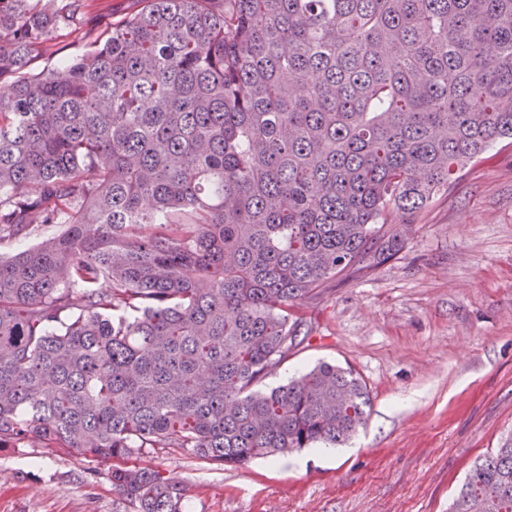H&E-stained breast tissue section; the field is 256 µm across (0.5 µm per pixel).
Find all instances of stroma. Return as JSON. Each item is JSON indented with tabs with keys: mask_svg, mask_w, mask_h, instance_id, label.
Wrapping results in <instances>:
<instances>
[{
	"mask_svg": "<svg viewBox=\"0 0 512 512\" xmlns=\"http://www.w3.org/2000/svg\"><path fill=\"white\" fill-rule=\"evenodd\" d=\"M80 4L99 28L140 2ZM406 238L296 307L302 342L263 382L322 360L353 368L372 406L350 443L240 467L146 448L132 464L179 481L187 512H448L473 462L512 437V143L440 191ZM111 468L73 449L2 448L0 512H130Z\"/></svg>",
	"mask_w": 512,
	"mask_h": 512,
	"instance_id": "35a3bbf8",
	"label": "stroma"
}]
</instances>
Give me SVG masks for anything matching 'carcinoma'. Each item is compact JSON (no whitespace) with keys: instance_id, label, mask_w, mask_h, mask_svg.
Returning a JSON list of instances; mask_svg holds the SVG:
<instances>
[{"instance_id":"1","label":"carcinoma","mask_w":512,"mask_h":512,"mask_svg":"<svg viewBox=\"0 0 512 512\" xmlns=\"http://www.w3.org/2000/svg\"><path fill=\"white\" fill-rule=\"evenodd\" d=\"M91 41L75 60L56 34ZM512 140V0H142L97 34L67 0H0V449L241 466L345 444L371 398L298 346L292 310L404 246ZM132 512L180 483L112 466ZM452 512H512V443Z\"/></svg>"}]
</instances>
